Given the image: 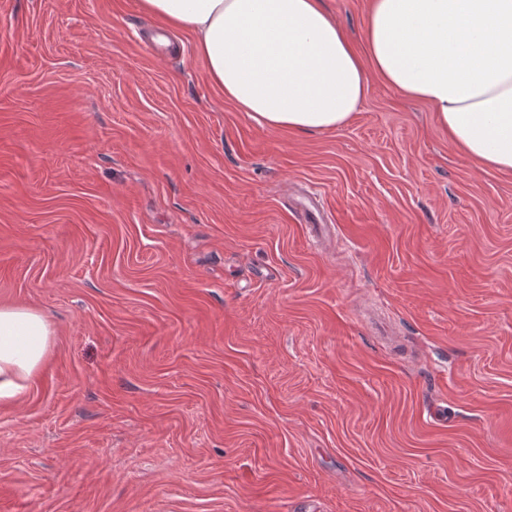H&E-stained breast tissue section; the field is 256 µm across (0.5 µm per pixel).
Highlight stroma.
Segmentation results:
<instances>
[{"mask_svg":"<svg viewBox=\"0 0 512 512\" xmlns=\"http://www.w3.org/2000/svg\"><path fill=\"white\" fill-rule=\"evenodd\" d=\"M325 4L362 48L369 0ZM158 26L0 0V305L53 329L0 512H512V171L376 77L263 126Z\"/></svg>","mask_w":512,"mask_h":512,"instance_id":"35a3bbf8","label":"stroma"}]
</instances>
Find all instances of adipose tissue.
Masks as SVG:
<instances>
[{"instance_id":"1","label":"adipose tissue","mask_w":512,"mask_h":512,"mask_svg":"<svg viewBox=\"0 0 512 512\" xmlns=\"http://www.w3.org/2000/svg\"><path fill=\"white\" fill-rule=\"evenodd\" d=\"M188 31L212 81L271 128L325 132L362 106L370 75L428 103L452 142L512 170V0H371L365 53L323 0H139ZM52 331L37 310L0 305V402L40 370Z\"/></svg>"}]
</instances>
